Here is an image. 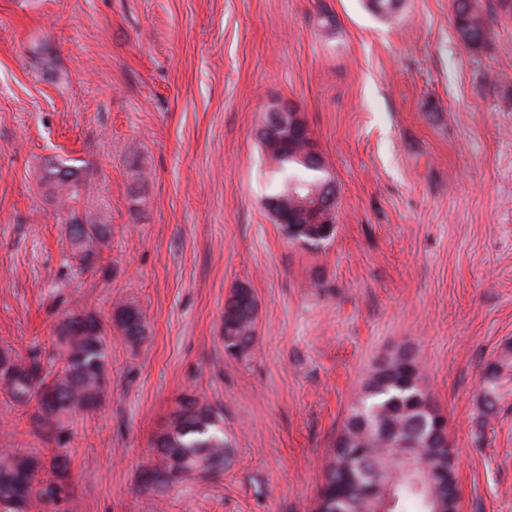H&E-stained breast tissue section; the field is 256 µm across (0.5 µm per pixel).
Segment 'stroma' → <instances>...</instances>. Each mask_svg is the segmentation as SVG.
Masks as SVG:
<instances>
[{"instance_id": "35a3bbf8", "label": "stroma", "mask_w": 512, "mask_h": 512, "mask_svg": "<svg viewBox=\"0 0 512 512\" xmlns=\"http://www.w3.org/2000/svg\"><path fill=\"white\" fill-rule=\"evenodd\" d=\"M292 104L336 180L330 240L263 207L264 115ZM80 166L96 267L41 172ZM254 347L224 350L238 284ZM111 316L109 395L63 429L0 399V448L69 459L67 512H314L326 454L370 366L410 347L449 420L463 512H512V17L468 50L453 0H0V345L55 351L57 295ZM223 418L217 476L139 491L184 394ZM117 311L126 312V320L120 327V333L124 339L131 345L140 344L145 338L146 325L142 313L133 304L121 302L116 306ZM511 364V359L508 358L500 360L496 364L490 367L489 371L485 375V379L483 383L485 387L482 391L481 400H482V415H486L492 412L497 404L499 395V381L501 380V372L504 368L508 367Z\"/></svg>"}]
</instances>
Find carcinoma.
Masks as SVG:
<instances>
[{"mask_svg": "<svg viewBox=\"0 0 512 512\" xmlns=\"http://www.w3.org/2000/svg\"><path fill=\"white\" fill-rule=\"evenodd\" d=\"M454 26L468 34L463 44L472 52L481 51L487 41V26L479 0H454ZM271 166V191L264 203L282 201L294 207L300 192L321 194L336 190V182L326 167L317 168L303 160V146L267 153ZM41 182L52 188L60 205L69 210L65 233L86 267L94 266L102 248L110 240L111 227L102 216L94 220L78 217L81 192L89 190L79 167L73 164H48ZM285 235L310 246L326 241L320 229L308 224L296 232L282 225ZM250 290L239 284L224 305V349L234 357L248 352L256 337L257 302L243 303L240 295ZM60 314L55 326L62 367L47 369L33 358L25 361L11 346H0V393L17 404L35 402L34 423L40 429H61L70 420L103 403L109 392L108 333L99 315L86 308H75L63 296L56 298ZM116 310L126 313L121 335L132 346L145 338L146 325L135 306L121 302ZM512 361L503 359L490 367L482 391V411L486 415L497 404L501 372ZM444 417L424 385V377L411 351L398 348L381 357L363 378L324 466V483L316 512H334L336 496L349 497L354 512H404L413 503L418 512H431L427 499H448V512H461L457 486L456 453L449 440L433 434V421ZM222 418L207 401L184 395L167 422L163 440L155 442L157 463L146 473L141 487L158 493L184 482L194 473L217 474L224 466ZM412 438L413 459L407 462L393 441L394 435ZM448 469V487L427 485L429 470ZM68 468L67 457L56 454L50 472L57 478L42 480L45 469L39 456L0 452V512H31L57 508L67 491L59 475Z\"/></svg>", "mask_w": 512, "mask_h": 512, "instance_id": "obj_1", "label": "carcinoma"}]
</instances>
